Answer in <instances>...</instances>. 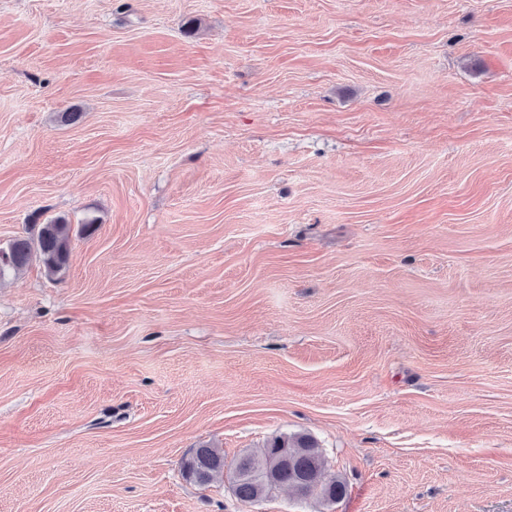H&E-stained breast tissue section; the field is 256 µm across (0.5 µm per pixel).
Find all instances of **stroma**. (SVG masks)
<instances>
[{
	"label": "stroma",
	"mask_w": 512,
	"mask_h": 512,
	"mask_svg": "<svg viewBox=\"0 0 512 512\" xmlns=\"http://www.w3.org/2000/svg\"><path fill=\"white\" fill-rule=\"evenodd\" d=\"M58 217L0 512H512V0H0V244ZM294 433L346 495L240 502ZM183 475L198 484H208L224 476V450L201 445L181 463Z\"/></svg>",
	"instance_id": "1"
}]
</instances>
